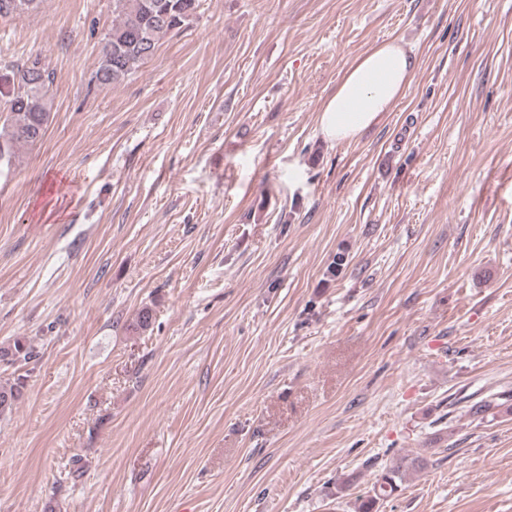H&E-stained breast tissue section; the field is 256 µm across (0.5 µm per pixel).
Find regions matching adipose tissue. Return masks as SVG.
<instances>
[{"instance_id":"obj_1","label":"adipose tissue","mask_w":512,"mask_h":512,"mask_svg":"<svg viewBox=\"0 0 512 512\" xmlns=\"http://www.w3.org/2000/svg\"><path fill=\"white\" fill-rule=\"evenodd\" d=\"M416 54L401 40L392 39L358 56L323 104L319 129L325 140L344 142L356 139L391 111L410 85Z\"/></svg>"}]
</instances>
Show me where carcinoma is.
<instances>
[{
  "label": "carcinoma",
  "mask_w": 512,
  "mask_h": 512,
  "mask_svg": "<svg viewBox=\"0 0 512 512\" xmlns=\"http://www.w3.org/2000/svg\"><path fill=\"white\" fill-rule=\"evenodd\" d=\"M43 0H0V19L37 10ZM199 0H112V27L101 41L99 60L90 82L98 86L122 83L142 63L152 58L159 40L197 19ZM52 73L37 59L11 66L0 74V95L6 96V112L0 123V172L15 164L20 148L37 143L50 119ZM36 357L34 347L23 339L0 346V363L13 367ZM21 377L0 379V414L13 411L22 398ZM428 460L401 456L385 468L359 502L358 512H377L378 503L400 487L405 475L421 470Z\"/></svg>",
  "instance_id": "obj_1"
}]
</instances>
